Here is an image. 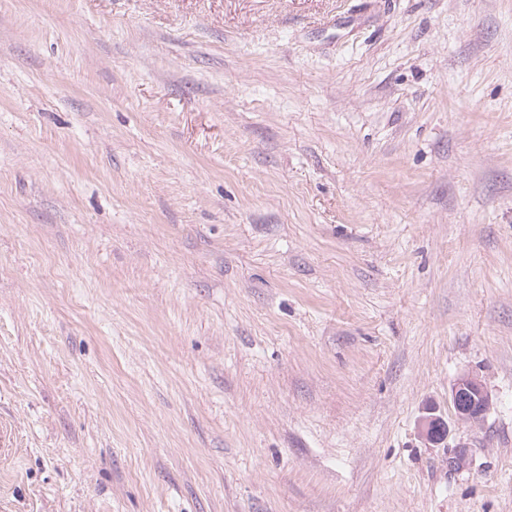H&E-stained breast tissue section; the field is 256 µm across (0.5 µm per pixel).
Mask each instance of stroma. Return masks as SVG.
Segmentation results:
<instances>
[{"instance_id": "obj_1", "label": "stroma", "mask_w": 512, "mask_h": 512, "mask_svg": "<svg viewBox=\"0 0 512 512\" xmlns=\"http://www.w3.org/2000/svg\"><path fill=\"white\" fill-rule=\"evenodd\" d=\"M0 429V512H512V0H0ZM451 403L458 421L479 423L491 405V397L483 382L471 374L459 376L451 387Z\"/></svg>"}]
</instances>
